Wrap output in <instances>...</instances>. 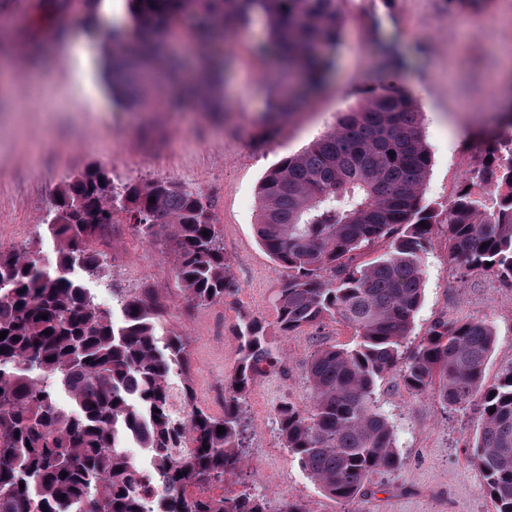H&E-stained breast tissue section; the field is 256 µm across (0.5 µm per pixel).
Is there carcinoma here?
<instances>
[{
  "label": "carcinoma",
  "mask_w": 512,
  "mask_h": 512,
  "mask_svg": "<svg viewBox=\"0 0 512 512\" xmlns=\"http://www.w3.org/2000/svg\"><path fill=\"white\" fill-rule=\"evenodd\" d=\"M126 25L102 43L112 62V93L139 101L143 67L176 76L163 51L176 26L204 42L224 37L254 15L264 18L265 51L283 61L269 111L293 108L298 80L320 83L342 36L337 0H127ZM378 55L400 61L397 45L374 35ZM431 154L412 95L388 87L366 97L302 153L270 169L259 187L257 235L285 273L274 298L277 324L290 336L327 319L356 338L351 348H319L307 368L314 407L278 408L283 446L336 501L355 500L373 475L402 466L395 431L375 405L377 381L396 369L422 301L423 254L431 228L448 229V261L490 269L512 284V153H488L448 207L424 203ZM124 212L136 232L168 231L185 307L221 302L236 291L224 245L203 198L169 181L118 187L101 170L85 172L61 192L47 224L55 260L0 253V512H149L124 439L147 449L163 488L164 512H272L264 497L201 489L243 475L242 408L249 388L280 357L260 324L237 330L240 361L224 379V413L196 404L182 383L184 413L172 410L173 373L188 372L185 344L161 324L169 305L152 288L119 299L122 321L100 308L77 271L105 268L97 244ZM426 226H420V223ZM208 235H203V232ZM385 252L363 263L377 241ZM492 266H487V263ZM47 318H42V315ZM51 334L46 335L44 331ZM495 331L478 319L442 318L411 353L404 379L450 411L474 408L481 420L472 459L495 512H512V365L484 383ZM65 390L72 408L58 404ZM494 412H489V409ZM225 432L217 434V427ZM66 477H61L62 473Z\"/></svg>",
  "instance_id": "cac0c4a2"
}]
</instances>
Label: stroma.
<instances>
[{
	"label": "stroma",
	"mask_w": 512,
	"mask_h": 512,
	"mask_svg": "<svg viewBox=\"0 0 512 512\" xmlns=\"http://www.w3.org/2000/svg\"><path fill=\"white\" fill-rule=\"evenodd\" d=\"M337 8L343 33L325 86L266 137L260 120L278 60L260 50L268 40L262 17L242 23L228 43L200 44L186 25L167 35V53L185 69H195L204 55L227 56L215 78L217 100L227 109L210 112L192 103L171 107L163 93L143 106L114 102L106 59L89 31L126 16V0H0V252L26 248L53 260L56 244L47 225L62 190L87 169L102 168L117 184H181L210 203L237 293L183 314L172 242L137 233L122 216L100 245L106 277L84 284L111 312L117 295L137 288H153L167 299L163 328L186 338L197 403L214 414L223 409L224 379L239 358L242 322L258 321L282 347L279 362L246 397L248 466L225 489L265 496L272 512L288 500L304 512H494L467 449L479 428L477 414L447 411L433 394L412 393L401 370L378 381L374 398L394 425L403 465L373 476L353 502L326 495L281 440L279 404L313 407L306 371L314 352L351 346L354 336L338 320L281 334L272 300L283 275L257 236L262 178L331 131L369 91L395 86L412 94L423 113L432 154L424 201L445 207L485 155L475 126L497 125L494 105L512 90V0H490L481 11H463L448 0H338ZM375 28L398 43L401 65L380 61L371 39ZM77 43L89 48L92 65L73 54ZM90 83L101 91L99 102L87 95ZM423 269L422 304L406 350L438 319L487 321L496 342L484 381L496 382L512 365V287L489 271L454 269L440 224L431 229Z\"/></svg>",
	"instance_id": "stroma-1"
}]
</instances>
